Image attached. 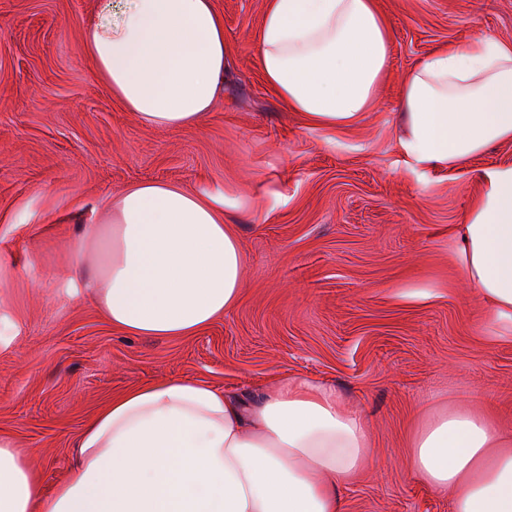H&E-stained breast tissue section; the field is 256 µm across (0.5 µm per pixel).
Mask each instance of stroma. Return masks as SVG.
Instances as JSON below:
<instances>
[{"mask_svg":"<svg viewBox=\"0 0 512 512\" xmlns=\"http://www.w3.org/2000/svg\"><path fill=\"white\" fill-rule=\"evenodd\" d=\"M265 0H214L231 77L195 125L147 128L93 76L81 21L97 0H0V437L26 450L43 491L112 396L168 378L249 393L284 376L336 387L366 419L372 461L344 512H451L413 479L409 439L438 405L512 431V342L484 331L449 234L512 166V142L465 168L400 162L404 74L438 47L512 42V0H380L392 33L374 108L321 128L265 83L255 34ZM158 181L238 199L236 306L187 337L128 336L66 294L83 225L130 185Z\"/></svg>","mask_w":512,"mask_h":512,"instance_id":"1","label":"stroma"}]
</instances>
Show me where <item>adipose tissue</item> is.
Listing matches in <instances>:
<instances>
[{"label": "adipose tissue", "instance_id": "obj_1", "mask_svg": "<svg viewBox=\"0 0 512 512\" xmlns=\"http://www.w3.org/2000/svg\"><path fill=\"white\" fill-rule=\"evenodd\" d=\"M95 78L148 128L194 125L223 91L224 19L213 0H99L82 20ZM392 35L378 0H266L256 34L267 84L315 127L374 103ZM404 166L461 169L512 141V42L480 36L404 77ZM458 225L485 331L512 341V166L482 176ZM233 199L160 182L128 187L83 229L70 296L90 295L130 336H192L231 310L244 254L225 224ZM73 472L42 494L27 454L0 438V512H342L373 457L366 423L335 387L294 376L247 396L172 378L119 396L75 439ZM412 477L451 492V512H512V433L467 410L432 413Z\"/></svg>", "mask_w": 512, "mask_h": 512}]
</instances>
